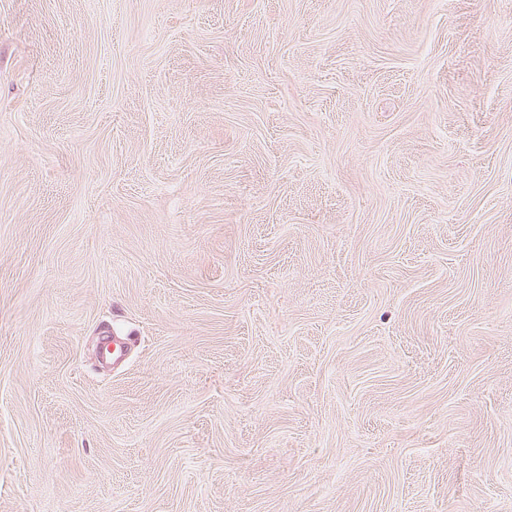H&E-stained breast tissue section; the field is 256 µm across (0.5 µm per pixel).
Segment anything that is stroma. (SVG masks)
<instances>
[{
    "instance_id": "35a3bbf8",
    "label": "stroma",
    "mask_w": 512,
    "mask_h": 512,
    "mask_svg": "<svg viewBox=\"0 0 512 512\" xmlns=\"http://www.w3.org/2000/svg\"><path fill=\"white\" fill-rule=\"evenodd\" d=\"M0 512H512V0H0Z\"/></svg>"
}]
</instances>
